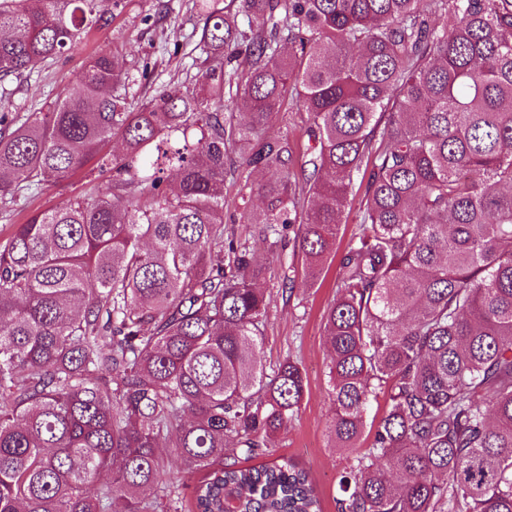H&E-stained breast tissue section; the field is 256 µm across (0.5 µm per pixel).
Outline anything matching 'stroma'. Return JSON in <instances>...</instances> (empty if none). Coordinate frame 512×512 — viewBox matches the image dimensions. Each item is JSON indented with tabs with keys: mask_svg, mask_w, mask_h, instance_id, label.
<instances>
[{
	"mask_svg": "<svg viewBox=\"0 0 512 512\" xmlns=\"http://www.w3.org/2000/svg\"><path fill=\"white\" fill-rule=\"evenodd\" d=\"M201 0H111L107 25L96 26L77 40L63 58L36 66L12 82V94L0 96L1 112H44L76 85L86 61L97 52L117 50L128 74L125 88L134 104L163 92L191 90L201 81L197 43L203 27ZM101 186L85 171L42 186L21 198L12 218L0 217V238L12 225L74 196H89ZM358 229L356 209L346 210L336 246L315 287L304 283V257L297 242H289L267 265L260 281L270 291L262 345L263 362L275 369L284 358L296 361L304 376L305 397L286 432L259 448L238 465H259L284 457L307 469L321 500L322 512H337L339 478L353 455L335 447L329 421L328 358L324 343V314L336 295V277L346 248Z\"/></svg>",
	"mask_w": 512,
	"mask_h": 512,
	"instance_id": "obj_1",
	"label": "stroma"
}]
</instances>
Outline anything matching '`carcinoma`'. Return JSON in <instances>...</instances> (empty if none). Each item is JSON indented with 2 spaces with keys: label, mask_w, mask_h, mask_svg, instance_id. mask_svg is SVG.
I'll return each instance as SVG.
<instances>
[{
  "label": "carcinoma",
  "mask_w": 512,
  "mask_h": 512,
  "mask_svg": "<svg viewBox=\"0 0 512 512\" xmlns=\"http://www.w3.org/2000/svg\"><path fill=\"white\" fill-rule=\"evenodd\" d=\"M203 8L200 90L133 110L104 51L48 111L0 113L1 210L92 159L106 178L0 239V512H157L162 443L202 474L191 512H321L294 461L224 449L255 454L304 397L296 361L263 365L266 260L296 228L315 285L355 201L324 323L330 429L357 452L337 512H512V0ZM107 14L0 0V82ZM285 109L299 162L264 134ZM229 175L262 248L224 235ZM305 120V113L280 112L273 119L269 132H280L281 135L288 134V138L294 143L297 152H301L308 144Z\"/></svg>",
  "instance_id": "carcinoma-1"
}]
</instances>
